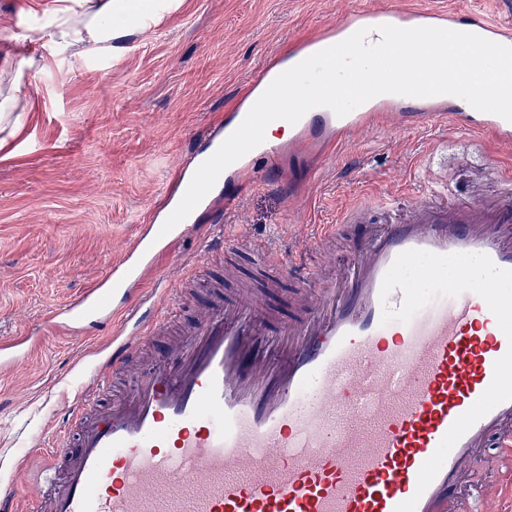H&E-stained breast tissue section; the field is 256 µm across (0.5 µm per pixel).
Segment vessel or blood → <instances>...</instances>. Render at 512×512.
I'll list each match as a JSON object with an SVG mask.
<instances>
[{
  "label": "vessel or blood",
  "instance_id": "b4317fda",
  "mask_svg": "<svg viewBox=\"0 0 512 512\" xmlns=\"http://www.w3.org/2000/svg\"><path fill=\"white\" fill-rule=\"evenodd\" d=\"M433 26L512 46V28L481 10L438 11L372 0L335 29L294 44L254 76L265 90L287 67L360 28ZM251 109L241 102L211 134L219 147ZM462 123L512 155V122L439 95L376 96L348 115L315 107L290 127L294 152L350 133ZM194 168L180 166L155 223L142 225L82 295L48 308L40 333L112 323V351L90 366L67 402L66 425L42 449L44 512H498L512 495V201L492 209L441 201L385 223L386 206L356 205L327 224L317 246L361 224L349 263L332 268L299 313L259 338L262 305L205 310L169 357L123 394L112 378L172 315L176 282L213 261L210 225L173 272L157 256L193 230L161 225ZM306 245L253 262L305 287ZM151 288H142L146 274ZM139 295L142 310L115 300ZM34 337L0 343V371L31 353Z\"/></svg>",
  "mask_w": 512,
  "mask_h": 512
}]
</instances>
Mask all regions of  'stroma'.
Instances as JSON below:
<instances>
[{
  "label": "stroma",
  "instance_id": "35a3bbf8",
  "mask_svg": "<svg viewBox=\"0 0 512 512\" xmlns=\"http://www.w3.org/2000/svg\"><path fill=\"white\" fill-rule=\"evenodd\" d=\"M38 2L0 0V96L13 95L21 116L0 143V341L37 328L46 308L109 269L265 60L369 0H149L138 34L80 58L44 38L51 19ZM47 56V70L21 65ZM255 161V184L235 210L225 211L219 183L196 219H221L228 237L242 231L275 250L311 239L356 204L394 202L406 216L436 196L498 202L512 170L487 137L444 126L372 131L300 160ZM292 191L305 198L303 212L290 211ZM229 264L230 275L220 262L207 269L209 285L189 297L183 320L256 276L248 254H231ZM111 340L108 328L80 340L47 335L0 372V499L13 512H36L43 461L31 446L41 431L59 430L81 351Z\"/></svg>",
  "mask_w": 512,
  "mask_h": 512
}]
</instances>
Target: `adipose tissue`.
Masks as SVG:
<instances>
[{
	"label": "adipose tissue",
	"instance_id": "ef3b65f1",
	"mask_svg": "<svg viewBox=\"0 0 512 512\" xmlns=\"http://www.w3.org/2000/svg\"><path fill=\"white\" fill-rule=\"evenodd\" d=\"M45 11L53 17L48 39L83 53L111 49L114 40L140 27L137 0H79L75 8L68 0H50Z\"/></svg>",
	"mask_w": 512,
	"mask_h": 512
}]
</instances>
